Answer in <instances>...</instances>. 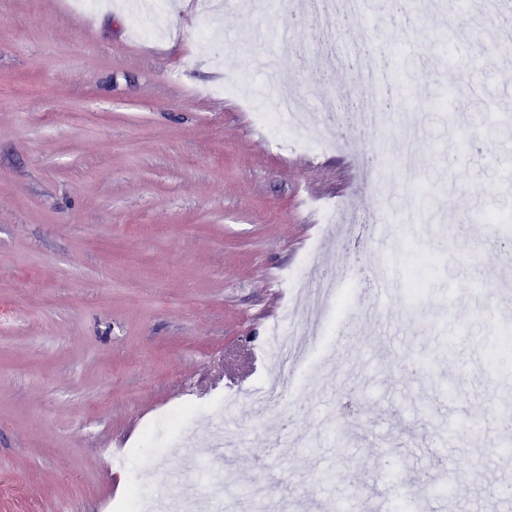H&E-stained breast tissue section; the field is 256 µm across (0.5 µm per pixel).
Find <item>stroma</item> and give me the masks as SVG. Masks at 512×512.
Here are the masks:
<instances>
[{
  "instance_id": "obj_1",
  "label": "stroma",
  "mask_w": 512,
  "mask_h": 512,
  "mask_svg": "<svg viewBox=\"0 0 512 512\" xmlns=\"http://www.w3.org/2000/svg\"><path fill=\"white\" fill-rule=\"evenodd\" d=\"M317 9L277 0L268 23L224 0L215 57L179 7L174 36L148 42L125 13L0 0V512H91L141 490L190 491L193 512H218L213 479L232 457L225 496L264 482L288 512H312L314 484L324 512L421 498L505 512L512 363L489 370L485 350L512 323V236L482 213H512L497 122L512 113V44L491 38L494 13L415 0L338 14L336 42L358 29L370 42L331 67ZM408 38L428 65L383 137L332 122L340 148L315 155L257 122L284 98L361 102V66H399ZM407 113L419 169L379 203L364 181L398 161ZM310 260L356 291L331 365L282 391V342L308 307L290 278L316 289ZM379 269L397 293L372 321ZM327 411L347 446L318 429ZM451 420L481 429L437 450ZM123 449L126 467L109 470ZM444 467L460 481L441 494Z\"/></svg>"
}]
</instances>
